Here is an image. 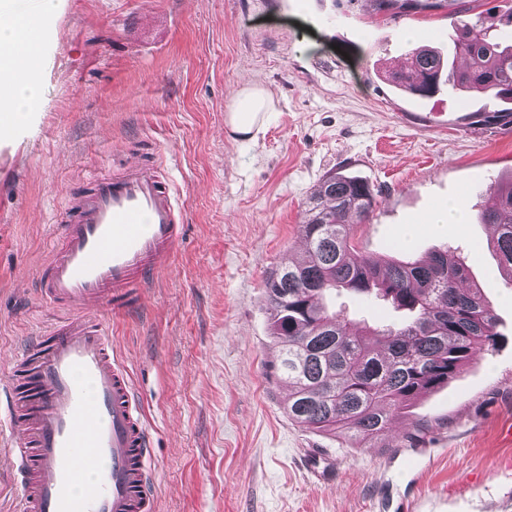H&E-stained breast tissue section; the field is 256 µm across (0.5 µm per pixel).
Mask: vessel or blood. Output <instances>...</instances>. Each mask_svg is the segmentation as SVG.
<instances>
[{
	"label": "vessel or blood",
	"instance_id": "obj_1",
	"mask_svg": "<svg viewBox=\"0 0 512 512\" xmlns=\"http://www.w3.org/2000/svg\"><path fill=\"white\" fill-rule=\"evenodd\" d=\"M130 154L67 194L36 284L61 317L22 348L0 383L22 512H155L151 433L108 327L89 311L137 308L183 235L155 147Z\"/></svg>",
	"mask_w": 512,
	"mask_h": 512
}]
</instances>
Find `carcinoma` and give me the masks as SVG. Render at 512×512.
<instances>
[{"mask_svg":"<svg viewBox=\"0 0 512 512\" xmlns=\"http://www.w3.org/2000/svg\"><path fill=\"white\" fill-rule=\"evenodd\" d=\"M375 2L387 12L399 3L438 9L446 0ZM468 12L451 15L458 32L452 58L413 47L392 81L419 97L445 88L474 89L495 102L475 113L478 123L512 126V41L497 34L495 22L472 19ZM377 194L359 177L327 176L306 201L304 258L275 270L264 285L270 335L279 351L273 369L293 387L288 418L357 443L383 435L406 402L447 386L499 337L483 289L463 286L467 269L447 252L383 264L354 254L347 217H367ZM480 218L495 226V246L512 284V182L499 188ZM339 289L385 301L403 319L353 329L324 302L328 291Z\"/></svg>","mask_w":512,"mask_h":512,"instance_id":"1","label":"carcinoma"}]
</instances>
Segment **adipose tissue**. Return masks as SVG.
<instances>
[{
    "label": "adipose tissue",
    "mask_w": 512,
    "mask_h": 512,
    "mask_svg": "<svg viewBox=\"0 0 512 512\" xmlns=\"http://www.w3.org/2000/svg\"><path fill=\"white\" fill-rule=\"evenodd\" d=\"M33 31L32 23L14 13L9 0H0V125L8 129L25 125L40 98L31 64L42 52V41ZM271 105L264 90L240 89L228 105L227 123L235 132H250Z\"/></svg>",
    "instance_id": "adipose-tissue-1"
}]
</instances>
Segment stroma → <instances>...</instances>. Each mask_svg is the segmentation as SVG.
<instances>
[{
	"label": "stroma",
	"mask_w": 512,
	"mask_h": 512,
	"mask_svg": "<svg viewBox=\"0 0 512 512\" xmlns=\"http://www.w3.org/2000/svg\"><path fill=\"white\" fill-rule=\"evenodd\" d=\"M450 7L373 0H60L33 66L40 102L0 139V380L54 319L30 290L54 216L90 172L155 143L184 235L139 309L101 311L153 438L158 512H512V286L478 214L512 178V127L475 123L477 91H398L416 44L451 53ZM244 87L273 105L225 130ZM379 190L353 243L372 259L434 251L483 286L501 338L410 402L372 448L286 413L265 279L303 251L304 203L330 173ZM461 202L465 223L427 218Z\"/></svg>",
	"instance_id": "35a3bbf8"
}]
</instances>
